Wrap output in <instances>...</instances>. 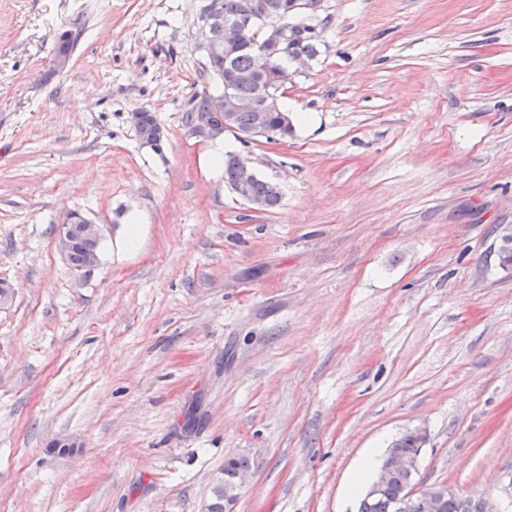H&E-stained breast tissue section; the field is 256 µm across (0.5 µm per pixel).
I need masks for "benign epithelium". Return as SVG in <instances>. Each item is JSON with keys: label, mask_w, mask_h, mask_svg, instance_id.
I'll return each instance as SVG.
<instances>
[{"label": "benign epithelium", "mask_w": 512, "mask_h": 512, "mask_svg": "<svg viewBox=\"0 0 512 512\" xmlns=\"http://www.w3.org/2000/svg\"><path fill=\"white\" fill-rule=\"evenodd\" d=\"M222 0H203V6L197 16V41L195 47L211 57L221 53L229 54L234 49L242 46L250 38L257 37L263 31H270L273 34L272 42H258L254 45L253 51L256 55V75L262 76L281 58H290L289 63L283 68L281 83L286 84L292 77L301 71L310 68L311 60L303 54L288 55L285 52L288 41V29L294 25V17L281 12L264 10L262 12L248 13L245 16L224 21L222 35L214 33L213 22L221 15ZM212 109L226 115L224 119V130L230 131L235 136L247 143L258 137H269L270 129L265 123V111L273 109L277 105V92L270 88V85L259 86L257 94L249 99L239 98L233 91V86L228 84L224 94L216 96L211 100ZM239 111L256 112L255 121L247 129H238L232 124V115ZM239 177L232 186V190L252 206V209L262 208L250 191L251 183L257 178V173L241 157H236ZM80 225L85 238L99 240L103 237L104 225L97 224L85 214L74 211L57 227L56 243L63 257H68L73 247L70 225ZM417 462L399 450L398 440H393L385 453L381 470L377 474L376 481L367 491L366 496H375L394 473H402L407 476L408 493L398 499L394 505V512H407L409 500L417 497L424 500L425 512H443L445 503L450 499L459 500L473 512H496L484 499H473L462 496L446 486L432 487L420 491L416 488ZM250 471L240 470L230 480L219 477L216 486L223 489L224 512H234V506L245 488Z\"/></svg>", "instance_id": "obj_1"}]
</instances>
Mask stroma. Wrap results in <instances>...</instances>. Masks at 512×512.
I'll use <instances>...</instances> for the list:
<instances>
[{
    "mask_svg": "<svg viewBox=\"0 0 512 512\" xmlns=\"http://www.w3.org/2000/svg\"><path fill=\"white\" fill-rule=\"evenodd\" d=\"M201 5L0 0V512H202L232 455L235 512H354L363 458L416 428L420 487L512 512V0H323L292 136L249 144L186 122L220 91ZM73 210L107 227L81 279ZM236 163L239 177L237 182L231 188L237 196L251 205L252 209L255 210H259L263 207V205L255 199L263 203L266 209L275 207L280 201L281 195L279 188L275 184L257 177L255 170L239 155H236ZM250 186L255 199L251 194Z\"/></svg>",
    "mask_w": 512,
    "mask_h": 512,
    "instance_id": "stroma-1",
    "label": "stroma"
}]
</instances>
